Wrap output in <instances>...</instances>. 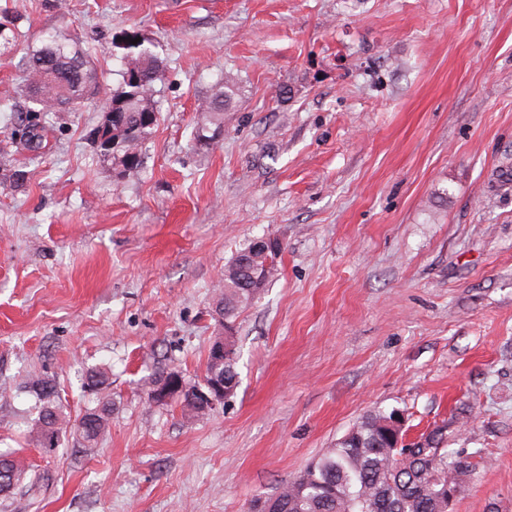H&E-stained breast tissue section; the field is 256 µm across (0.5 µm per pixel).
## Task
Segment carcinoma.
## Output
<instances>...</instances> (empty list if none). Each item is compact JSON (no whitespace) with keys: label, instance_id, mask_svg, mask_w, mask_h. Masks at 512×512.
<instances>
[{"label":"carcinoma","instance_id":"obj_1","mask_svg":"<svg viewBox=\"0 0 512 512\" xmlns=\"http://www.w3.org/2000/svg\"><path fill=\"white\" fill-rule=\"evenodd\" d=\"M122 56L134 57L143 64V81L122 80L121 91L112 96L108 108L125 118L128 133L123 145L103 154L115 164L129 161L128 171L143 164V148L152 136L159 110L151 105L153 120L144 123L139 103L154 99L155 82L160 79L158 56L143 42L123 47ZM29 83L25 96L30 124L46 130L52 127L57 112H73L81 108L94 94V76L87 53L76 43L63 37H50L28 59ZM225 87H220L203 109V122L195 136L219 129L224 123ZM252 251L247 244L224 266V284L216 294L213 312L232 325L241 309L250 305L256 294L244 288L241 281L248 277L239 267L240 258ZM230 356L220 372L228 385L238 382L235 339L224 337ZM85 387L95 396L96 406L88 409L79 421L69 424L55 400V386L44 376L34 373L24 388L40 402L38 414L39 442L54 448L60 435L73 429L88 445L103 438L109 428L112 404L108 399L107 373L92 369L86 374ZM398 413L377 410L362 417L333 447L317 455L301 473L283 483L265 499L266 512H448V470L457 469L465 481H470L480 466V452L461 458L448 448V427L436 425L420 436L422 446L403 461L395 455L397 439L389 421ZM27 469L9 451H0V492L7 493L23 482Z\"/></svg>","mask_w":512,"mask_h":512}]
</instances>
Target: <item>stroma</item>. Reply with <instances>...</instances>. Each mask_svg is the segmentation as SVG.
<instances>
[{
  "label": "stroma",
  "mask_w": 512,
  "mask_h": 512,
  "mask_svg": "<svg viewBox=\"0 0 512 512\" xmlns=\"http://www.w3.org/2000/svg\"><path fill=\"white\" fill-rule=\"evenodd\" d=\"M0 449L29 480L0 512H247L374 409L485 466L453 512H512V0H0ZM128 32L164 63L140 171L92 144ZM52 35L99 89L42 147L20 137L22 58ZM222 136L194 141L216 85ZM23 170V188L9 176ZM279 238L237 321L239 385L210 415L147 402L204 375L225 264ZM91 448L35 445L38 371ZM107 373L103 369H92L86 374L85 387L95 396L96 406L88 409L72 426L73 433L88 445L96 444L109 428L112 404L108 399Z\"/></svg>",
  "instance_id": "35a3bbf8"
}]
</instances>
